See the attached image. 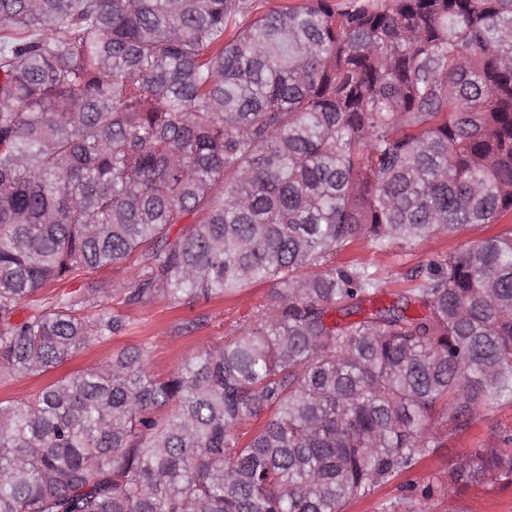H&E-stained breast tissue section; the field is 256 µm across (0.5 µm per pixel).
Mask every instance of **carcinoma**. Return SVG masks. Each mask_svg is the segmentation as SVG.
<instances>
[{
  "label": "carcinoma",
  "instance_id": "obj_1",
  "mask_svg": "<svg viewBox=\"0 0 512 512\" xmlns=\"http://www.w3.org/2000/svg\"><path fill=\"white\" fill-rule=\"evenodd\" d=\"M508 214L512 0H0V382L125 327L97 282L15 320L50 283L136 254L131 303L272 285L165 379L129 346L0 401V512H344L429 420L512 404V235L387 303L336 253ZM481 484L512 434L448 471Z\"/></svg>",
  "mask_w": 512,
  "mask_h": 512
}]
</instances>
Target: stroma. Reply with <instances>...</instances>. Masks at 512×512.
Segmentation results:
<instances>
[{
    "mask_svg": "<svg viewBox=\"0 0 512 512\" xmlns=\"http://www.w3.org/2000/svg\"><path fill=\"white\" fill-rule=\"evenodd\" d=\"M510 232L512 215L494 224L472 225L453 238L435 234L385 252L376 250L367 239L361 238L337 253L336 262L364 265L376 272L385 292H398L409 288L406 274L412 268L444 258L468 242ZM145 276V268L134 260L118 268L106 266L92 273V280L111 289L110 294L100 300V307L123 318L125 330L107 341L74 353L50 372L0 383V401L27 399L49 382L89 369L127 346H144L150 373L166 376L189 355L253 321L257 309L270 302L271 285L262 280L248 283L232 295L209 301L185 296L177 300L155 297L137 303L126 302L121 286ZM199 316L206 317L205 325L183 329L185 320ZM505 430L512 432V404H501L481 412L470 428L461 432L449 431L444 422H435L433 433L440 443L439 448L402 477L378 487L368 497L350 502L347 512H379L381 504L402 500L407 486L446 483L449 467L479 443L496 442ZM427 508L429 512H512V486L459 487L450 493L437 494L428 501Z\"/></svg>",
    "mask_w": 512,
    "mask_h": 512,
    "instance_id": "1",
    "label": "stroma"
}]
</instances>
